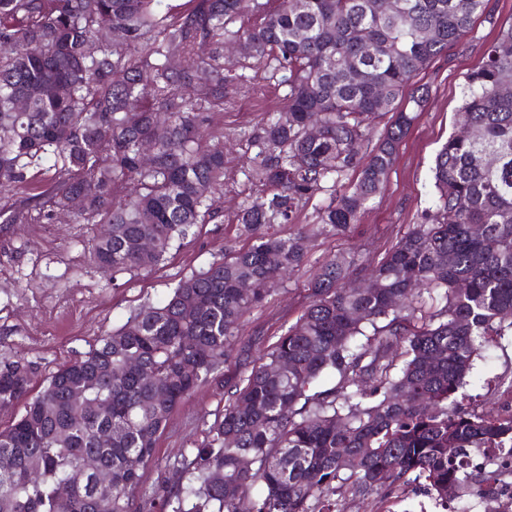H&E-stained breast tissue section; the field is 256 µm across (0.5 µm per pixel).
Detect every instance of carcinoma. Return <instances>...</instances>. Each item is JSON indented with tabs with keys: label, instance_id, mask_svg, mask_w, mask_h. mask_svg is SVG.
Here are the masks:
<instances>
[{
	"label": "carcinoma",
	"instance_id": "carcinoma-1",
	"mask_svg": "<svg viewBox=\"0 0 512 512\" xmlns=\"http://www.w3.org/2000/svg\"><path fill=\"white\" fill-rule=\"evenodd\" d=\"M188 2L170 20L165 0H0V192L48 184L3 222L51 220L82 197L79 216L103 225L91 252L105 274L151 269L195 225L215 220L209 200L224 185V137L210 132V114L231 102L224 88H248L224 45L244 43L243 58L288 87L284 108L250 137L264 196L237 214L245 248L134 311L33 397L28 365H0V412L23 405L0 430V512H132L141 475L129 459H153L177 404L209 382L245 315L306 257L308 236L268 226L296 223L328 183L319 230L357 223L411 124L399 109L411 78L475 20L495 22L489 0H395L394 10L386 0ZM247 7L260 20L240 25ZM363 32L374 43L369 56ZM505 85L512 22L465 76L459 127L436 155L420 222L372 266L354 254L327 258L308 306L260 362L239 350L224 410L162 512H344L348 494L384 500L414 485L448 505L488 480L465 459L512 451V406L479 413L458 400L484 338L512 334ZM314 114L320 132L309 137ZM145 142L154 147L148 165L139 158ZM351 170L358 178L346 187ZM143 240L151 250L139 248ZM365 278L369 287H352ZM184 336L195 345L182 346ZM132 357L153 383L127 367ZM325 373L337 382L320 386ZM79 388L84 405L72 397ZM90 457L112 471V488L84 472ZM62 482L74 486L67 500L57 497Z\"/></svg>",
	"mask_w": 512,
	"mask_h": 512
}]
</instances>
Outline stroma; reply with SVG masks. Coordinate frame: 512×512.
I'll return each instance as SVG.
<instances>
[{"instance_id":"stroma-1","label":"stroma","mask_w":512,"mask_h":512,"mask_svg":"<svg viewBox=\"0 0 512 512\" xmlns=\"http://www.w3.org/2000/svg\"><path fill=\"white\" fill-rule=\"evenodd\" d=\"M491 2L494 22L477 20L458 45L411 79L410 88L427 91L428 104L401 142L384 190L348 232L317 237L305 263L245 316L239 342L250 345L252 358L262 356L296 322L309 302L310 276L325 258L357 251L377 261L418 223L430 203L435 157L458 119L464 77L480 65L483 48L495 39L499 23L512 20V0ZM249 80V91L211 115V129L229 142L224 186L212 200L219 217L195 226L158 266L114 277L101 274L90 257L95 227L76 222L70 212L48 222H0V363H28L34 370L32 391L41 390L62 365L81 358L123 325L133 310L161 303L181 279L207 268L224 251L246 246L236 215L244 201L258 195L250 174L254 150L248 138L268 113L281 110L287 92L263 68ZM235 371L234 363L222 365L208 384L175 407L153 460L140 470L133 512H159L164 498L186 484L184 468L222 413L224 379ZM462 393L478 412L512 405V336L488 337Z\"/></svg>"}]
</instances>
